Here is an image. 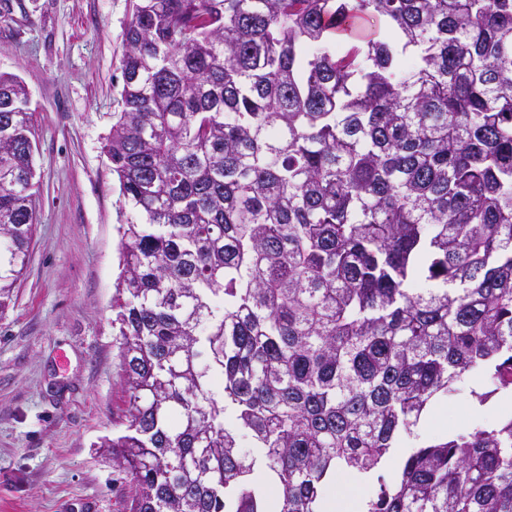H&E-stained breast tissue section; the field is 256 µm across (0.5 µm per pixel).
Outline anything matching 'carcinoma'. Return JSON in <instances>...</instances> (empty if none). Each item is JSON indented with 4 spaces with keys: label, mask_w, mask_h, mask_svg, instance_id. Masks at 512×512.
Listing matches in <instances>:
<instances>
[{
    "label": "carcinoma",
    "mask_w": 512,
    "mask_h": 512,
    "mask_svg": "<svg viewBox=\"0 0 512 512\" xmlns=\"http://www.w3.org/2000/svg\"><path fill=\"white\" fill-rule=\"evenodd\" d=\"M120 69L128 512H321L466 373L512 395V0H136ZM33 117L0 74V313ZM364 512H512V416Z\"/></svg>",
    "instance_id": "carcinoma-1"
}]
</instances>
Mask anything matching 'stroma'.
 Instances as JSON below:
<instances>
[{
	"instance_id": "35a3bbf8",
	"label": "stroma",
	"mask_w": 512,
	"mask_h": 512,
	"mask_svg": "<svg viewBox=\"0 0 512 512\" xmlns=\"http://www.w3.org/2000/svg\"><path fill=\"white\" fill-rule=\"evenodd\" d=\"M133 0H0V72L34 113L38 222L0 315V512H128V472L104 449L125 392L112 334L117 228L132 212L105 152ZM484 374L434 400L454 427L494 422Z\"/></svg>"
}]
</instances>
